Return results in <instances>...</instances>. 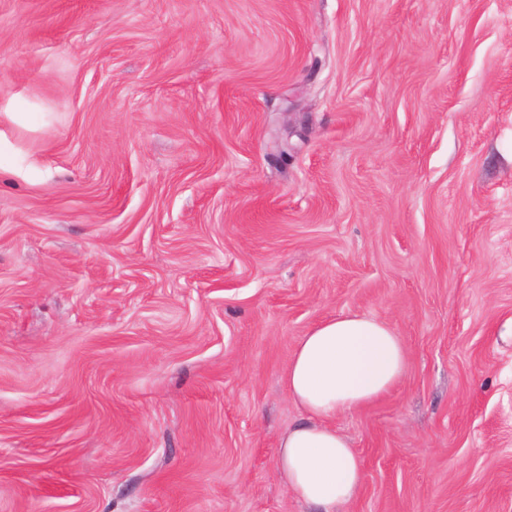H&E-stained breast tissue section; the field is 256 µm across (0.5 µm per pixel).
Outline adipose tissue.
<instances>
[{
    "mask_svg": "<svg viewBox=\"0 0 512 512\" xmlns=\"http://www.w3.org/2000/svg\"><path fill=\"white\" fill-rule=\"evenodd\" d=\"M405 368L402 338L376 317L341 314L300 338L283 382L303 418L282 436L276 466L301 501L331 512L356 498L362 464L332 422L380 399Z\"/></svg>",
    "mask_w": 512,
    "mask_h": 512,
    "instance_id": "adipose-tissue-1",
    "label": "adipose tissue"
}]
</instances>
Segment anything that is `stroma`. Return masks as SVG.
<instances>
[{
	"label": "stroma",
	"mask_w": 512,
	"mask_h": 512,
	"mask_svg": "<svg viewBox=\"0 0 512 512\" xmlns=\"http://www.w3.org/2000/svg\"><path fill=\"white\" fill-rule=\"evenodd\" d=\"M0 512H322L282 377L407 370L336 512H512V0H0ZM405 368L402 338L376 317L341 314L300 338L283 382L304 418L282 436L276 466L301 501L334 512L356 498L362 464L331 422L380 399Z\"/></svg>",
	"instance_id": "stroma-1"
}]
</instances>
